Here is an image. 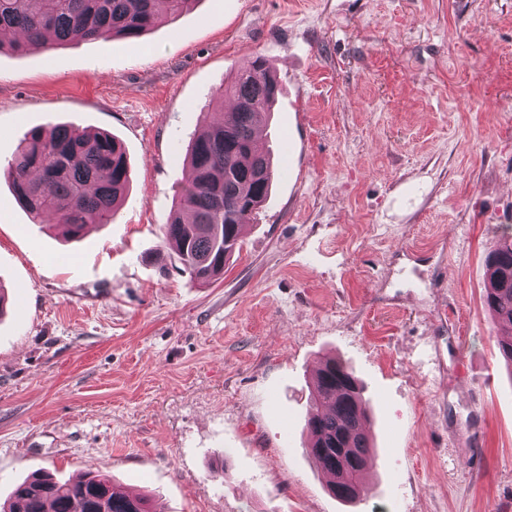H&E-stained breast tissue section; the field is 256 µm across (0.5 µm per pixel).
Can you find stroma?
Masks as SVG:
<instances>
[{"label":"stroma","mask_w":512,"mask_h":512,"mask_svg":"<svg viewBox=\"0 0 512 512\" xmlns=\"http://www.w3.org/2000/svg\"><path fill=\"white\" fill-rule=\"evenodd\" d=\"M257 54L277 176L202 286L161 227L213 94ZM50 123L117 135L131 185L67 241L0 175V502L46 467L156 512H512V374L484 306L512 233V0H198L137 41L0 54V163ZM327 357L371 407L353 505L307 449Z\"/></svg>","instance_id":"35a3bbf8"}]
</instances>
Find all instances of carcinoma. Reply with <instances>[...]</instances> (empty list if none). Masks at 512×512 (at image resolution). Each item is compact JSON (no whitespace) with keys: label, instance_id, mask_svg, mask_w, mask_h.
I'll list each match as a JSON object with an SVG mask.
<instances>
[{"label":"carcinoma","instance_id":"1","mask_svg":"<svg viewBox=\"0 0 512 512\" xmlns=\"http://www.w3.org/2000/svg\"><path fill=\"white\" fill-rule=\"evenodd\" d=\"M197 0H0V39L16 53L73 41L136 40L162 20L174 21ZM280 93L266 59L253 57L214 100L230 97L235 109L205 124L184 157L186 180L163 224V243L180 269L200 284L224 274L239 250L244 225L270 195L275 169L271 153L256 149ZM34 224L52 217L68 239L92 224H109L130 183L127 153L111 133L75 124L36 127L20 141L3 171ZM484 304L507 335L499 353L512 375V235L502 236L485 261ZM306 420L308 448L332 480L329 491L354 502L365 487L375 453L363 387L351 368L328 358L320 362ZM0 512H151L150 498L132 494L112 477L89 471L62 481L44 468L17 484Z\"/></svg>","mask_w":512,"mask_h":512}]
</instances>
